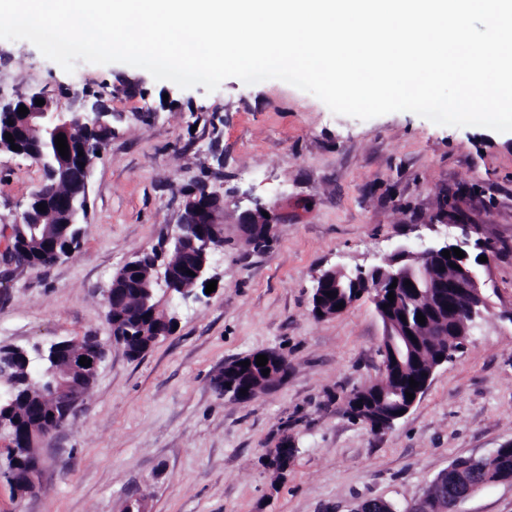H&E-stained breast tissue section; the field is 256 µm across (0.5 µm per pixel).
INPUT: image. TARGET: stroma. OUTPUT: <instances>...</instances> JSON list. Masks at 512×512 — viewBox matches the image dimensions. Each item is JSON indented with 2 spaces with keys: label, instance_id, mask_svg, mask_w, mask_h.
I'll return each instance as SVG.
<instances>
[{
  "label": "stroma",
  "instance_id": "35a3bbf8",
  "mask_svg": "<svg viewBox=\"0 0 512 512\" xmlns=\"http://www.w3.org/2000/svg\"><path fill=\"white\" fill-rule=\"evenodd\" d=\"M39 93L61 112L105 105L112 138L88 178L78 251L48 268L0 262V346L87 334L109 352L74 416L40 448L42 484L0 512H353L368 499L400 512L458 458L512 444V132L441 126L410 112L334 114L280 80L236 78L182 89L122 63L65 72L25 40L0 39V98ZM43 179L0 153V229ZM224 194V247L210 295L164 303L178 328L142 357L112 344L104 292L134 253L172 235L183 193ZM277 222L266 246L238 223L255 205ZM491 243V311L439 366L424 394L380 433L345 397L381 378L383 324L366 299L311 312L316 276L368 267L397 246L455 241L461 225ZM260 350L288 358L287 378L249 401L219 396L225 362ZM298 453L286 477L262 463L280 435ZM455 512H512V481L484 486Z\"/></svg>",
  "mask_w": 512,
  "mask_h": 512
}]
</instances>
